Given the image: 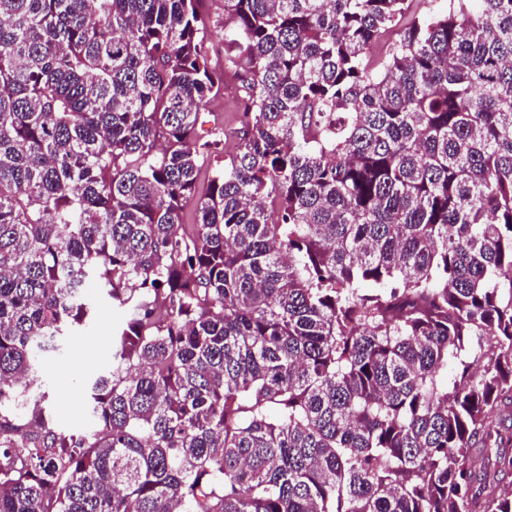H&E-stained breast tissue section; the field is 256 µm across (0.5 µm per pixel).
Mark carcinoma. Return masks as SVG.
Returning <instances> with one entry per match:
<instances>
[{
  "label": "carcinoma",
  "mask_w": 512,
  "mask_h": 512,
  "mask_svg": "<svg viewBox=\"0 0 512 512\" xmlns=\"http://www.w3.org/2000/svg\"><path fill=\"white\" fill-rule=\"evenodd\" d=\"M201 2L0 0V512H512V0H224L203 195ZM202 114L204 121L202 127L199 126L201 136H205L208 129L216 123L224 125V151L223 156L228 157L237 146V131L244 120L242 112L238 108V89L237 85L231 79L226 80L224 85V95L217 96L207 105ZM125 321L124 309L112 304V300L98 292L94 328L81 336L64 338L60 350L46 354L44 367L35 387L49 390L53 401L56 391L61 396L63 408L55 410L52 403L51 417L57 428L72 432L85 430L91 425L89 415L71 394L77 389L79 380L85 376H93L110 362L112 334ZM67 387L74 389L68 392ZM64 391L68 392L67 397L63 396Z\"/></svg>",
  "instance_id": "1"
}]
</instances>
